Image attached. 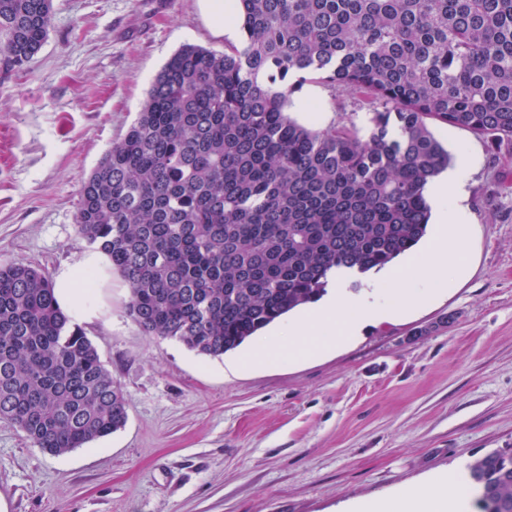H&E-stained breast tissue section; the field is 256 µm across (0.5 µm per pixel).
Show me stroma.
<instances>
[{
  "mask_svg": "<svg viewBox=\"0 0 512 512\" xmlns=\"http://www.w3.org/2000/svg\"><path fill=\"white\" fill-rule=\"evenodd\" d=\"M28 64H0V265L48 275L88 251L82 188L132 125L155 75L182 46L242 45L203 0H53ZM293 118L325 127L367 105L313 76ZM467 151L468 271L453 288L342 348L248 366L146 335L113 278L85 335L121 388L124 428L61 455L0 420L7 512H335L349 499L423 486L432 474L512 448V154L434 125Z\"/></svg>",
  "mask_w": 512,
  "mask_h": 512,
  "instance_id": "35a3bbf8",
  "label": "stroma"
}]
</instances>
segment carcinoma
<instances>
[{"label": "carcinoma", "mask_w": 512, "mask_h": 512, "mask_svg": "<svg viewBox=\"0 0 512 512\" xmlns=\"http://www.w3.org/2000/svg\"><path fill=\"white\" fill-rule=\"evenodd\" d=\"M239 48L156 74L84 185L79 234L106 252L148 335L219 357L409 253L451 163L431 124L512 145V0H236ZM53 0H0V62L39 52ZM305 73L367 101L369 135L290 116ZM0 419L52 455L121 429L127 406L53 282L0 266ZM479 512H512V448L469 466Z\"/></svg>", "instance_id": "1"}]
</instances>
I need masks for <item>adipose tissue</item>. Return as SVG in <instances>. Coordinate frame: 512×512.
I'll list each match as a JSON object with an SVG mask.
<instances>
[{
	"instance_id": "ef3b65f1",
	"label": "adipose tissue",
	"mask_w": 512,
	"mask_h": 512,
	"mask_svg": "<svg viewBox=\"0 0 512 512\" xmlns=\"http://www.w3.org/2000/svg\"><path fill=\"white\" fill-rule=\"evenodd\" d=\"M108 260L103 253L86 252L63 265L54 277L58 306L77 322L92 320L96 311L88 298L102 288L101 272ZM461 471L432 477L430 486L385 497L351 499L340 512H475L474 495L464 486Z\"/></svg>"
}]
</instances>
